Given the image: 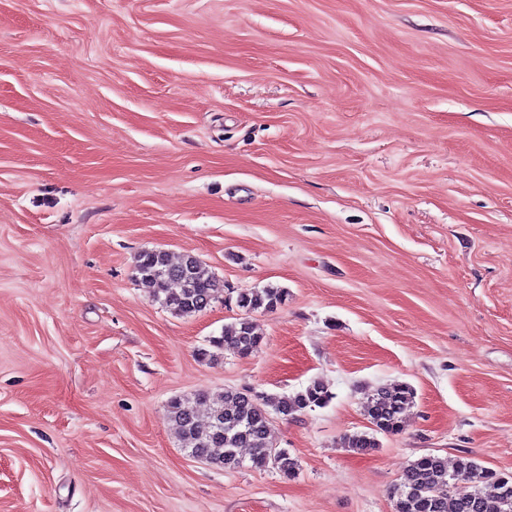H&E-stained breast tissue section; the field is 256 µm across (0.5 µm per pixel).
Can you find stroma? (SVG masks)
Instances as JSON below:
<instances>
[{
    "label": "stroma",
    "mask_w": 512,
    "mask_h": 512,
    "mask_svg": "<svg viewBox=\"0 0 512 512\" xmlns=\"http://www.w3.org/2000/svg\"><path fill=\"white\" fill-rule=\"evenodd\" d=\"M154 249L222 299L164 309ZM268 284L261 348L200 359ZM315 380L291 479L166 419ZM430 453L512 475V0H0V512H393ZM135 270L153 287L154 299L177 316L201 312L224 293L223 280L193 255L173 262L165 251H143L136 259ZM287 291L284 288L268 285L264 288L240 292L236 302L239 308L247 314L253 312H273L286 299ZM414 392L406 384H394L378 388L364 405V410L375 427V432L394 434L402 431L406 424V413L413 403Z\"/></svg>",
    "instance_id": "obj_1"
}]
</instances>
